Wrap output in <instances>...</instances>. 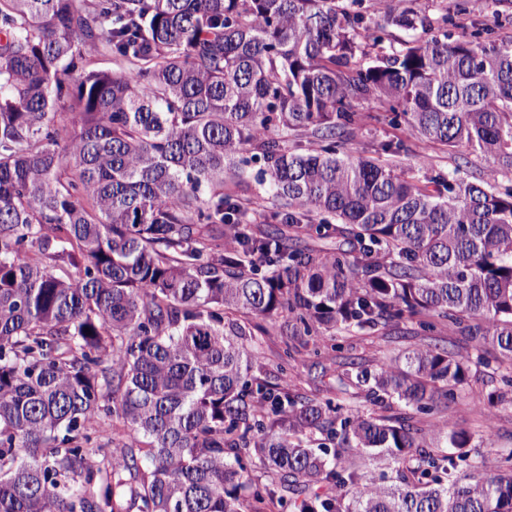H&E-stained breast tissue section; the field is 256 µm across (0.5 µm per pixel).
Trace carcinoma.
I'll return each mask as SVG.
<instances>
[{
    "mask_svg": "<svg viewBox=\"0 0 512 512\" xmlns=\"http://www.w3.org/2000/svg\"><path fill=\"white\" fill-rule=\"evenodd\" d=\"M362 2L0 0V512H242L246 458L288 512H512V453L463 470L465 430L428 442L412 415L247 379L243 324L267 319H415L512 361V189L347 153L374 100L512 170V35ZM392 26L419 37L387 53ZM404 360L350 368L428 413L472 364ZM376 448L397 483L348 460Z\"/></svg>",
    "mask_w": 512,
    "mask_h": 512,
    "instance_id": "obj_1",
    "label": "carcinoma"
}]
</instances>
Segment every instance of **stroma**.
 I'll list each match as a JSON object with an SVG mask.
<instances>
[{"label": "stroma", "instance_id": "stroma-1", "mask_svg": "<svg viewBox=\"0 0 512 512\" xmlns=\"http://www.w3.org/2000/svg\"><path fill=\"white\" fill-rule=\"evenodd\" d=\"M464 4L465 12H456L455 27L449 28V38H457L460 26L469 29L485 26L497 27L499 33H512V0H416L418 8L436 13L440 5L454 8ZM365 116L348 145L355 156L371 155L383 142L403 139L410 147L401 156L402 166L417 180H424L427 172L418 168V156H427L433 167L445 171H459L466 179H484L497 188L512 187V171L496 167L480 153H468L458 158L439 150L429 142L408 131L394 127L382 119V107L368 101L360 105ZM408 336L397 338L384 335L383 331L370 333H340L334 336H283L278 330L269 334L246 337L245 342L254 349L260 368L258 378L271 385L290 378L305 396L320 403H331L341 414L370 415L380 413L381 408L369 397L366 389L341 385L339 375L344 363L356 360L362 368L375 371L382 361L404 357L414 347L428 344L452 346L462 352L474 351V343L442 330L433 333L420 332L416 322L406 321ZM287 362V373H280V362ZM512 376V363L497 360L494 353H487L486 361L473 364L468 381L454 387L447 404L432 412L419 415V425L427 437L450 429H463L472 436L479 466L496 468L501 458L512 453V402L491 399L490 394L501 388L502 379Z\"/></svg>", "mask_w": 512, "mask_h": 512}]
</instances>
